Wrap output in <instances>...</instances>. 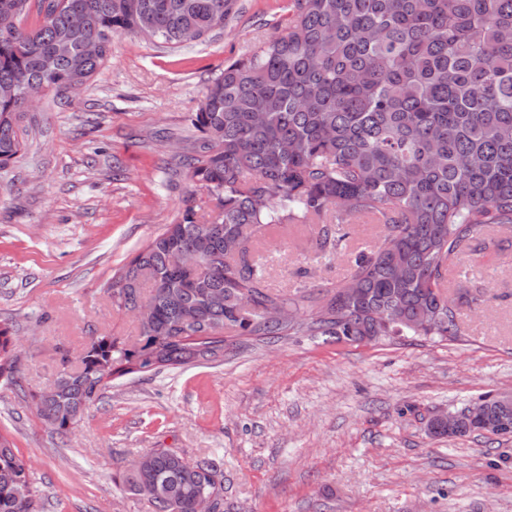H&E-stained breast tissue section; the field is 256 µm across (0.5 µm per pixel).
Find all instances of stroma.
Returning <instances> with one entry per match:
<instances>
[{
  "label": "stroma",
  "instance_id": "obj_1",
  "mask_svg": "<svg viewBox=\"0 0 512 512\" xmlns=\"http://www.w3.org/2000/svg\"><path fill=\"white\" fill-rule=\"evenodd\" d=\"M289 0H236L222 29L172 46L112 41L78 93L28 110L17 157L0 169V327L20 379L0 381V435L30 465L44 512H152L115 481L169 448L224 472L226 512H512V437L434 438L430 416L512 391V227L491 226L448 266L460 334L371 344L225 334L224 360L113 380L67 434L36 397L88 339L134 341L112 304L116 271L177 222L193 190L171 164L189 115L226 60L288 25ZM316 225L272 229L254 246L267 285L336 284L381 225H355L344 250L315 247Z\"/></svg>",
  "mask_w": 512,
  "mask_h": 512
}]
</instances>
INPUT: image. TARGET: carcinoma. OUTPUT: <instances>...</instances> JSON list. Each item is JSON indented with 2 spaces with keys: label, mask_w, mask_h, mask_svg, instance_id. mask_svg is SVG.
Returning <instances> with one entry per match:
<instances>
[{
  "label": "carcinoma",
  "mask_w": 512,
  "mask_h": 512,
  "mask_svg": "<svg viewBox=\"0 0 512 512\" xmlns=\"http://www.w3.org/2000/svg\"><path fill=\"white\" fill-rule=\"evenodd\" d=\"M233 0H0V166L22 145L25 90L43 84L65 98L110 56L112 38L136 34L183 44L224 26ZM288 30L224 63L190 122L197 132L179 156L190 195L181 219L115 274L112 303L151 308L136 344L93 336L76 368L61 352L39 417L65 434L113 380L224 361V332L237 336H327L338 342L422 336L418 320L440 312L442 340L458 334L441 288L448 264L491 224L512 225V0H290ZM79 15L82 24H72ZM101 43L95 55L89 41ZM370 218L381 242L354 254L348 276L312 297L269 290L253 259L268 228L319 226L317 247L333 252V226ZM240 240L235 255L225 243ZM192 253L200 267L188 270ZM347 288L361 289L352 299ZM278 303L288 320L268 321ZM13 337L0 328V377L18 369ZM479 424L428 421L435 437L499 435L512 408L486 394ZM153 451L133 461L122 489L153 512H194L202 492L224 504L221 473L200 460ZM43 512L30 467L0 436V512L21 502Z\"/></svg>",
  "instance_id": "1"
}]
</instances>
